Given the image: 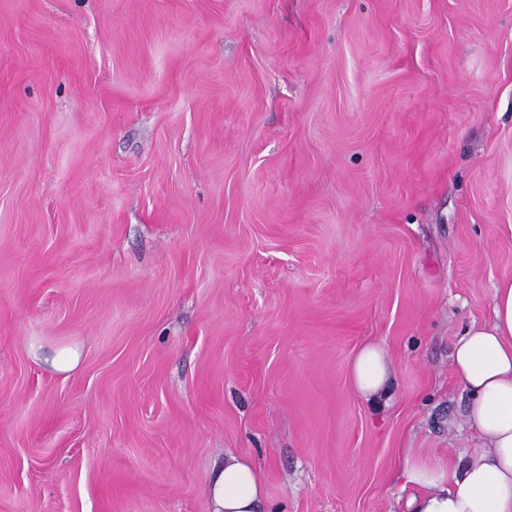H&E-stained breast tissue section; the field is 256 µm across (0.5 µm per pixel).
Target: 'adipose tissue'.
Wrapping results in <instances>:
<instances>
[{
  "label": "adipose tissue",
  "instance_id": "ef3b65f1",
  "mask_svg": "<svg viewBox=\"0 0 512 512\" xmlns=\"http://www.w3.org/2000/svg\"><path fill=\"white\" fill-rule=\"evenodd\" d=\"M453 370L469 395L468 419L484 447L451 459L416 457L404 476L412 492L407 512H512V277L493 292V318L472 324L456 341ZM350 379L368 400L390 402L393 371L386 351L362 345ZM212 512H265L255 470L228 452L210 482Z\"/></svg>",
  "mask_w": 512,
  "mask_h": 512
}]
</instances>
